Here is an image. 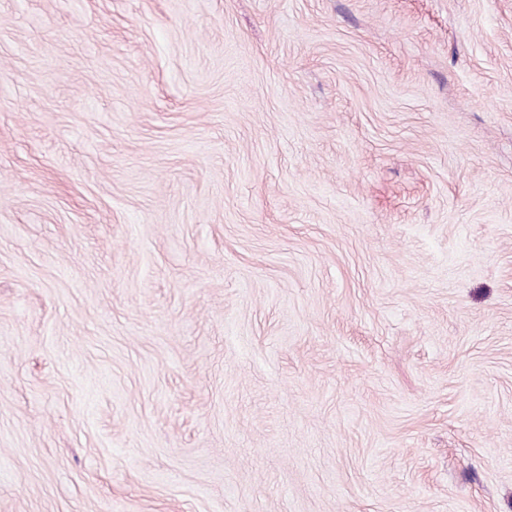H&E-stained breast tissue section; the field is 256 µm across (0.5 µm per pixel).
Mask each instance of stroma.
I'll return each instance as SVG.
<instances>
[{"label": "stroma", "mask_w": 512, "mask_h": 512, "mask_svg": "<svg viewBox=\"0 0 512 512\" xmlns=\"http://www.w3.org/2000/svg\"><path fill=\"white\" fill-rule=\"evenodd\" d=\"M0 512H512V0H0Z\"/></svg>", "instance_id": "35a3bbf8"}]
</instances>
